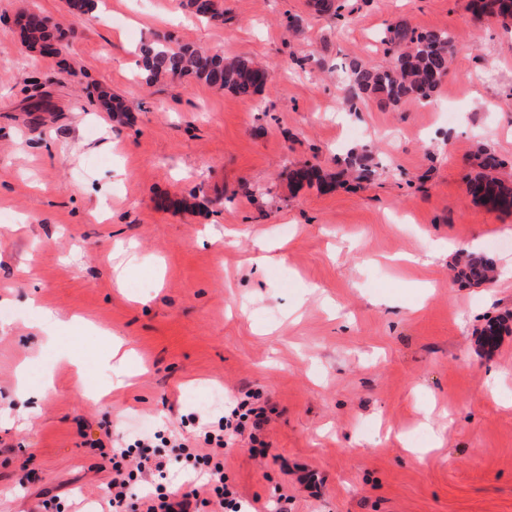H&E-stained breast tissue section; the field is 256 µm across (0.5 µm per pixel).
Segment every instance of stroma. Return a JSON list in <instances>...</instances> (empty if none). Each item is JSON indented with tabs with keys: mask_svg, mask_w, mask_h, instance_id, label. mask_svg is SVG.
I'll return each mask as SVG.
<instances>
[{
	"mask_svg": "<svg viewBox=\"0 0 512 512\" xmlns=\"http://www.w3.org/2000/svg\"><path fill=\"white\" fill-rule=\"evenodd\" d=\"M198 19L183 0H103L76 20L65 0H0V512L45 495L101 512L112 470L101 448L160 424L218 421L252 390L269 418L224 451L241 500L288 495L290 512H512V334L483 346L486 318L512 312V212L469 193L481 140L512 176V33L474 21L468 0H345L343 19L308 0H221ZM31 9L69 27L60 55L31 58L13 19ZM301 20L288 36L289 16ZM407 20L452 36L453 65L431 104L342 108L351 59L388 67L380 37ZM166 32L264 62L272 79L243 98L195 81L145 84L135 53ZM305 58L304 68L291 66ZM119 94L114 123L88 90ZM366 150L370 180L298 186L304 165L342 170ZM443 241L445 251L422 240ZM279 261L251 262L260 245ZM478 245L500 274L464 288L452 267ZM70 316L55 343L29 299ZM140 369L104 405L113 340ZM40 368L29 402L20 366ZM495 382L496 397L483 393ZM221 390L206 406L188 403ZM450 417L441 445L408 451L423 411ZM27 484H19L22 473ZM185 6L200 20L224 24V7L219 0H187Z\"/></svg>",
	"mask_w": 512,
	"mask_h": 512,
	"instance_id": "35a3bbf8",
	"label": "stroma"
}]
</instances>
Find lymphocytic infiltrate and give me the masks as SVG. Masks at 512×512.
<instances>
[{
    "mask_svg": "<svg viewBox=\"0 0 512 512\" xmlns=\"http://www.w3.org/2000/svg\"><path fill=\"white\" fill-rule=\"evenodd\" d=\"M267 422L264 409L251 407L244 398L223 421L199 424L196 440L153 431L132 445L115 444L106 456L112 469L108 512H207L211 506L218 512H242V502L224 476V449L246 430H261ZM173 461L201 476V484L181 493L166 491L163 482ZM143 474L156 478L157 485L152 493L140 496L132 485Z\"/></svg>",
    "mask_w": 512,
    "mask_h": 512,
    "instance_id": "f902f5d3",
    "label": "lymphocytic infiltrate"
}]
</instances>
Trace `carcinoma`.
Instances as JSON below:
<instances>
[{"label": "carcinoma", "instance_id": "cac0c4a2", "mask_svg": "<svg viewBox=\"0 0 512 512\" xmlns=\"http://www.w3.org/2000/svg\"><path fill=\"white\" fill-rule=\"evenodd\" d=\"M67 12L83 18L98 7L97 0H65ZM319 14L341 16L342 5L336 0H310ZM186 7L197 18L224 23V7L220 0H186ZM473 12L493 18L506 30H512V7L508 0H472ZM29 21L21 29L22 40L41 55H52L54 47L62 48L68 30L60 25H47L42 16L28 12ZM383 51L393 59L388 68L378 67L369 60H354L348 64L349 86L345 102L354 107L361 95L374 97L382 109L396 108L406 99L428 101L438 91L440 76L448 72L453 62L452 37L446 30L418 29L402 20L386 28L380 38ZM140 67L147 84L165 79L189 78L207 86L234 94L252 97L259 93L270 78V71L242 58L226 59L188 44L173 40L169 34H157L139 47ZM102 108L118 120L126 112L117 98L102 91L98 95ZM477 170L470 180V193L477 203L512 210V182L499 176L502 162L485 147L474 153ZM458 275L469 285H482L494 277L496 262L482 255L462 254L457 257ZM507 331L505 320L487 322L481 330L488 345Z\"/></svg>", "mask_w": 512, "mask_h": 512}]
</instances>
